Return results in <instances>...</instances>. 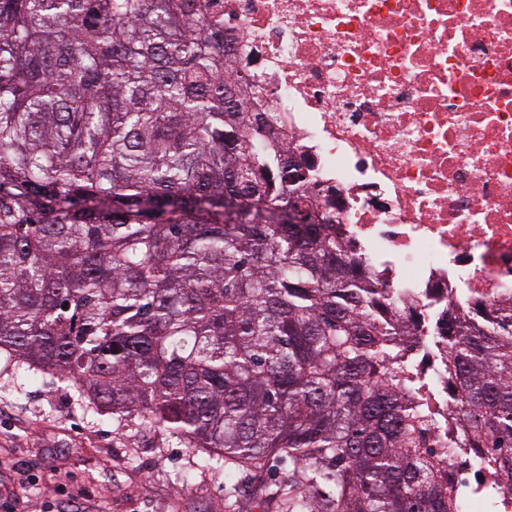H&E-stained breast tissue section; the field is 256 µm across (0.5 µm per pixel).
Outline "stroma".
Here are the masks:
<instances>
[{
    "label": "stroma",
    "mask_w": 512,
    "mask_h": 512,
    "mask_svg": "<svg viewBox=\"0 0 512 512\" xmlns=\"http://www.w3.org/2000/svg\"><path fill=\"white\" fill-rule=\"evenodd\" d=\"M0 505L11 512H230L224 481L162 432L117 426L56 376L0 358Z\"/></svg>",
    "instance_id": "obj_1"
}]
</instances>
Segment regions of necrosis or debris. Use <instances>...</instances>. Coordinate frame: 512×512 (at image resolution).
I'll use <instances>...</instances> for the list:
<instances>
[{
    "label": "necrosis or debris",
    "instance_id": "obj_1",
    "mask_svg": "<svg viewBox=\"0 0 512 512\" xmlns=\"http://www.w3.org/2000/svg\"><path fill=\"white\" fill-rule=\"evenodd\" d=\"M223 2L247 116L420 332L460 299L512 305V0ZM425 437L474 500V460Z\"/></svg>",
    "mask_w": 512,
    "mask_h": 512
}]
</instances>
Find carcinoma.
<instances>
[{"label":"carcinoma","mask_w":512,"mask_h":512,"mask_svg":"<svg viewBox=\"0 0 512 512\" xmlns=\"http://www.w3.org/2000/svg\"><path fill=\"white\" fill-rule=\"evenodd\" d=\"M233 64L214 0H0V356L187 444L231 507L464 512L412 320ZM439 356L452 447L512 495V317L448 311Z\"/></svg>","instance_id":"1"}]
</instances>
